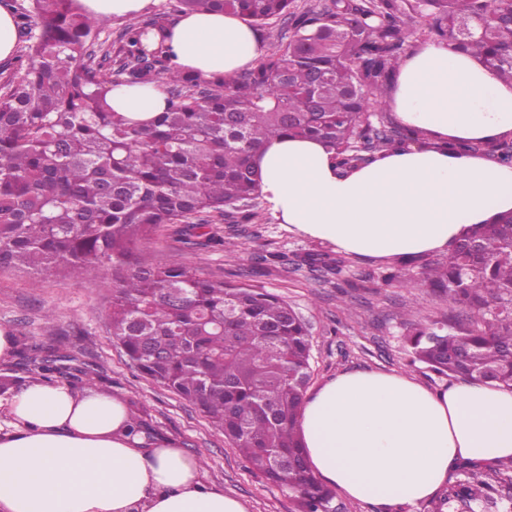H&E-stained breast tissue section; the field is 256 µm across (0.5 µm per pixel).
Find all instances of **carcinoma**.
<instances>
[{
	"instance_id": "cac0c4a2",
	"label": "carcinoma",
	"mask_w": 512,
	"mask_h": 512,
	"mask_svg": "<svg viewBox=\"0 0 512 512\" xmlns=\"http://www.w3.org/2000/svg\"><path fill=\"white\" fill-rule=\"evenodd\" d=\"M177 12H227L251 26L288 23L279 45L231 76L172 66L163 13L118 26L77 0L0 6L19 13L26 39L0 70V270H64L78 279L112 269V339L129 364L211 419L297 512H336L335 490L308 469L297 429L311 379V333L285 300L211 280L186 265L145 263L140 246L169 224L201 236L210 224H249L260 177L254 153L277 136L319 139L343 168L409 143L422 131L370 120L407 51L409 23L512 80V0H176ZM171 86L167 107L132 122L106 99L119 86ZM450 152L512 163V139L445 142ZM458 311L410 325V364L455 379L512 388V212L474 227L422 277ZM52 383L72 357L21 352ZM512 460L472 466L443 504L512 512Z\"/></svg>"
}]
</instances>
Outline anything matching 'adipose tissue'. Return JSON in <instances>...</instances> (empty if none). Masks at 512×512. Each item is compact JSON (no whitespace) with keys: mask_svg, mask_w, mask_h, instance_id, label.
Wrapping results in <instances>:
<instances>
[{"mask_svg":"<svg viewBox=\"0 0 512 512\" xmlns=\"http://www.w3.org/2000/svg\"><path fill=\"white\" fill-rule=\"evenodd\" d=\"M177 66L234 74L262 54L241 18L183 14L170 25ZM115 111L146 122L161 87H116ZM396 121L424 131L343 169L323 142L281 136L255 155L260 191L280 223L362 257L446 251L472 227L512 212V166L441 149L448 139L512 134V82L447 42L402 62L389 94ZM0 434V512H247L201 480V463L171 442L129 431L118 396L29 380L8 399ZM311 472L347 497L385 508L433 498L460 461L512 459V390L460 380L433 391L406 375L337 374L307 394L299 419Z\"/></svg>","mask_w":512,"mask_h":512,"instance_id":"adipose-tissue-1","label":"adipose tissue"}]
</instances>
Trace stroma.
I'll return each instance as SVG.
<instances>
[{
    "label": "stroma",
    "mask_w": 512,
    "mask_h": 512,
    "mask_svg": "<svg viewBox=\"0 0 512 512\" xmlns=\"http://www.w3.org/2000/svg\"><path fill=\"white\" fill-rule=\"evenodd\" d=\"M213 230L224 245L185 243L179 225H168L141 246L140 256L151 264L189 265L209 279L246 284L286 300L310 327L312 385L351 370L400 373L432 390L451 384V377L410 364L404 342L410 323L448 315L447 298L386 280L395 269L407 278L420 277L442 253L360 257L299 234L266 207L254 223L217 224ZM312 255L342 259L341 272L306 265ZM111 280L104 268L77 279L59 272L34 277L0 271V328L12 330L16 348L51 347L96 369L99 389L133 401L154 437L198 457L204 481L241 499L248 512H295L287 490L257 473L195 406L129 365L110 334Z\"/></svg>",
    "instance_id": "obj_1"
}]
</instances>
